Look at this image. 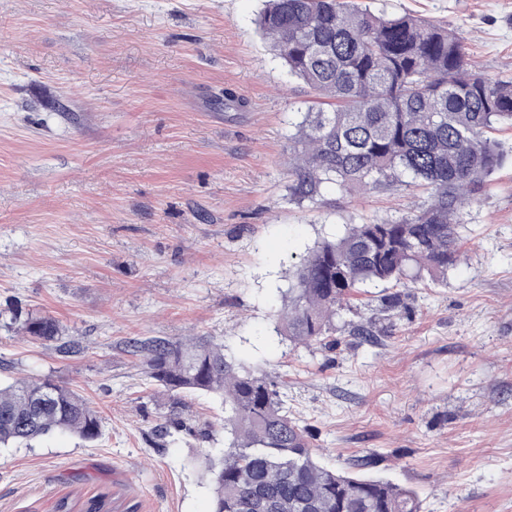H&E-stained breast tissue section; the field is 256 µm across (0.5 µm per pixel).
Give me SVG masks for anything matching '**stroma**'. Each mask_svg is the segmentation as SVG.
Masks as SVG:
<instances>
[{"label": "stroma", "mask_w": 512, "mask_h": 512, "mask_svg": "<svg viewBox=\"0 0 512 512\" xmlns=\"http://www.w3.org/2000/svg\"><path fill=\"white\" fill-rule=\"evenodd\" d=\"M466 39L472 66L512 78V0H362ZM263 0H0V383L49 377L101 419L88 443L56 432L0 448V512H56L65 496L136 512H211L205 454L224 412L184 396L196 431L159 434L171 404L135 339L211 336L278 376L320 461L373 454L420 512H512V128L507 156L461 216L447 279L359 293L333 344L276 335L290 266L349 225L421 206L412 186L332 206L288 197V136L330 102L294 78L256 20ZM244 108H225V90ZM53 317L61 356L11 326ZM388 325L379 343L347 320Z\"/></svg>", "instance_id": "obj_1"}]
</instances>
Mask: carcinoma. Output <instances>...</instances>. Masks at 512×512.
I'll return each instance as SVG.
<instances>
[{"mask_svg": "<svg viewBox=\"0 0 512 512\" xmlns=\"http://www.w3.org/2000/svg\"><path fill=\"white\" fill-rule=\"evenodd\" d=\"M259 28L289 73L332 110L309 109L291 123L288 196L297 204H329L346 194L390 187L407 175L426 203L400 218L354 224L317 243L295 266V283L275 332L296 344L321 343L360 288H407L448 275L460 255L459 210L477 199L505 157L492 134L512 126V81H490L468 68L456 31L412 15H386L354 0H266ZM20 330L57 343L58 322L29 314ZM348 333L377 341L369 320ZM148 376L172 397L160 431L189 429L183 393L213 395L224 409V451L207 458L211 512H419L417 495L370 474L372 455L342 470L321 464L308 428L288 413L278 383L242 369L208 336L182 341H130ZM87 442L100 419L79 392L50 379L20 378L0 387V447L26 448L55 431ZM58 512L118 510L106 495L65 497Z\"/></svg>", "mask_w": 512, "mask_h": 512, "instance_id": "cac0c4a2", "label": "carcinoma"}]
</instances>
